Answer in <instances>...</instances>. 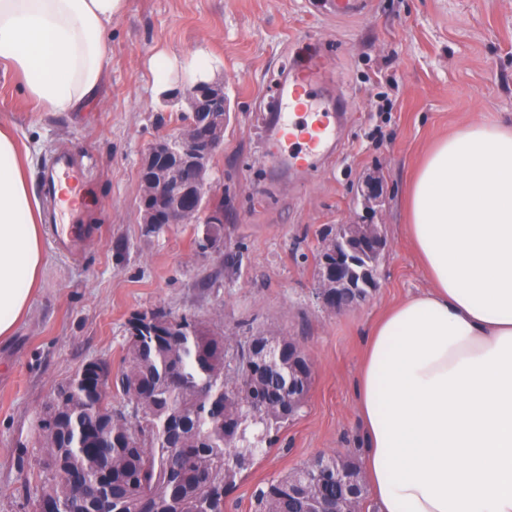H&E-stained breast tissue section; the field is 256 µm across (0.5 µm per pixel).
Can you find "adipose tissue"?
<instances>
[{"label": "adipose tissue", "mask_w": 512, "mask_h": 512, "mask_svg": "<svg viewBox=\"0 0 512 512\" xmlns=\"http://www.w3.org/2000/svg\"><path fill=\"white\" fill-rule=\"evenodd\" d=\"M126 0H0V65L24 96L77 111L106 68ZM429 280L374 323L357 376L364 466L379 512H512V124L437 141L407 192ZM45 227L0 127V339L30 315Z\"/></svg>", "instance_id": "adipose-tissue-1"}]
</instances>
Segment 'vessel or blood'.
Masks as SVG:
<instances>
[{
	"label": "vessel or blood",
	"instance_id": "1",
	"mask_svg": "<svg viewBox=\"0 0 512 512\" xmlns=\"http://www.w3.org/2000/svg\"><path fill=\"white\" fill-rule=\"evenodd\" d=\"M322 71L319 61L291 68L276 87L277 115L267 128L271 135L286 138L288 150L273 154V163L309 167L329 155L335 146V119L325 111L320 99ZM63 175L78 180L84 177L83 170L67 154L52 157L44 167L41 191L46 198H54L56 181Z\"/></svg>",
	"mask_w": 512,
	"mask_h": 512
}]
</instances>
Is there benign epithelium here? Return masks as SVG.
<instances>
[{"label": "benign epithelium", "instance_id": "obj_1", "mask_svg": "<svg viewBox=\"0 0 512 512\" xmlns=\"http://www.w3.org/2000/svg\"><path fill=\"white\" fill-rule=\"evenodd\" d=\"M168 101H183L193 118L172 137L155 140L141 165V223L187 224L198 219L224 223V211L206 206L207 176L223 144L218 130L229 113L224 104V82L198 77L165 94ZM385 241L376 224H339L322 257L325 269L319 278L318 297L323 306L340 313L369 299L377 287L374 267L361 262L364 254H379ZM309 471L319 478L344 482L346 495L357 498L358 478L333 471L324 457H317ZM92 491L106 503L108 486L99 478L85 480L81 491Z\"/></svg>", "mask_w": 512, "mask_h": 512}]
</instances>
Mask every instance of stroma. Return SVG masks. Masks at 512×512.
Segmentation results:
<instances>
[{"label": "stroma", "mask_w": 512, "mask_h": 512, "mask_svg": "<svg viewBox=\"0 0 512 512\" xmlns=\"http://www.w3.org/2000/svg\"><path fill=\"white\" fill-rule=\"evenodd\" d=\"M309 38L329 69L326 101L348 97L336 125L346 138L332 164L272 173L273 139L263 105ZM209 77L224 81L230 121L209 178L208 201L224 207L217 243L201 224L149 229L140 222L139 171L149 146L184 125L166 89L186 78L198 47ZM106 75L76 112H46L0 66V120L29 150L32 188L60 150L76 153L88 183L79 207H58L61 224H94L75 258L46 248V271L29 319L0 342V512H31L35 485L17 459L37 467L36 420L55 387L90 361L119 369L128 318L162 310L188 315L246 340L289 336L312 364L300 414L280 429L224 497V512H254L266 483L317 456L362 458L356 377L370 327L388 307L428 287L406 234V185L439 139L478 119L512 122V0H373L366 19L328 16L325 0H127L105 36ZM172 59L165 87L152 61ZM388 77L377 85L378 76ZM381 195L364 207L362 188ZM363 221L385 246L377 288L336 313L318 299L317 254L325 232Z\"/></svg>", "instance_id": "stroma-1"}]
</instances>
